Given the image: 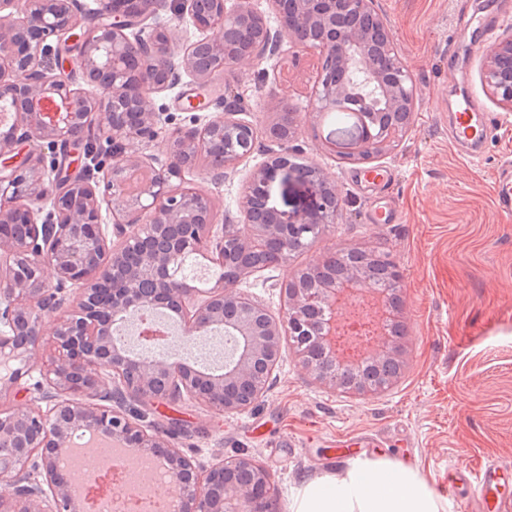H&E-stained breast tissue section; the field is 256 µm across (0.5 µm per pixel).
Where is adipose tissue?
Instances as JSON below:
<instances>
[{
	"mask_svg": "<svg viewBox=\"0 0 512 512\" xmlns=\"http://www.w3.org/2000/svg\"><path fill=\"white\" fill-rule=\"evenodd\" d=\"M288 512H444L418 468L365 459L306 482Z\"/></svg>",
	"mask_w": 512,
	"mask_h": 512,
	"instance_id": "ef3b65f1",
	"label": "adipose tissue"
}]
</instances>
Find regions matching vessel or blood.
Returning a JSON list of instances; mask_svg holds the SVG:
<instances>
[{
	"label": "vessel or blood",
	"instance_id": "1",
	"mask_svg": "<svg viewBox=\"0 0 512 512\" xmlns=\"http://www.w3.org/2000/svg\"><path fill=\"white\" fill-rule=\"evenodd\" d=\"M501 5H494L481 14L462 18L460 32L467 53L488 46L493 32L505 20ZM492 125L485 110L472 93L459 91L454 110L448 119L451 141L466 148L468 156H478L480 148L488 141ZM494 204L501 214L512 216V163L504 162L496 172L493 186ZM505 471L494 461L488 460L479 470H452L448 474V493L456 499H475L482 512H512V497L502 493Z\"/></svg>",
	"mask_w": 512,
	"mask_h": 512
}]
</instances>
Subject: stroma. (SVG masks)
<instances>
[{
  "label": "stroma",
  "instance_id": "stroma-1",
  "mask_svg": "<svg viewBox=\"0 0 512 512\" xmlns=\"http://www.w3.org/2000/svg\"><path fill=\"white\" fill-rule=\"evenodd\" d=\"M461 0H372L417 89L418 105L397 147L372 162L391 169L382 188L360 183V166L344 155L356 130L348 119L313 117L312 91L319 61L295 58L284 48L274 71L229 69L224 87L244 86L242 117L257 129L249 159L214 181L193 169L187 179L213 196L218 213L235 217L253 169L267 159L274 102L288 103L295 119L291 159L319 164L335 181L340 211L335 224L309 249L286 262L254 272L238 288L282 315V285L298 270L352 248L381 249L401 275L404 367L386 391L344 392L314 379L293 348H286L265 391L245 410L221 413L196 402L128 401L144 426L166 428L179 420L170 444L202 467L239 455L269 472L279 512L303 482L345 469L335 439L374 440L358 457L393 460L407 455L442 501L444 512H478L475 503L448 496V472L477 469L493 460L512 468V216L492 201L495 173L512 160V112L504 111L480 81L481 57L461 78L484 104L495 135L481 155L468 159L448 143V101L459 76L448 55L459 35ZM195 84H179L156 103L175 128L193 126L205 112L186 111ZM385 205L390 224L371 215Z\"/></svg>",
  "mask_w": 512,
  "mask_h": 512
}]
</instances>
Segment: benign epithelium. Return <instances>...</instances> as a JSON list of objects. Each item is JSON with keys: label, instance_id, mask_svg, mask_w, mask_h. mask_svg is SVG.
Instances as JSON below:
<instances>
[{"label": "benign epithelium", "instance_id": "obj_1", "mask_svg": "<svg viewBox=\"0 0 512 512\" xmlns=\"http://www.w3.org/2000/svg\"><path fill=\"white\" fill-rule=\"evenodd\" d=\"M207 0H183L182 13L203 36L181 53L171 46L176 28L147 20L161 0H99L101 22L88 39L74 35L80 25L79 0H0V110L12 122L0 133V396L11 397L33 374L41 408L0 412V512H76L63 460L70 433L80 429L145 452L169 458L166 474L180 481L179 512H271L260 492L270 493V476L250 457L203 470L170 447L165 436L141 425L115 403L112 390L144 404L202 401L212 409L238 412L244 405L229 394L241 384L260 395L284 353L283 338L304 336L315 361L304 362L313 375L332 366L328 338L336 328L323 321L333 307L346 306L370 285L361 281L344 296L333 285L283 288L285 308L275 317L221 281L201 293L178 275L181 258L202 251L224 264V240L232 238L247 256H260L278 238L285 250L314 227L336 223L328 194L335 182L322 169L309 181L319 196L314 208L289 215L267 188L294 168L289 140L272 134L276 148L251 173L239 201L242 223H216L213 197L186 181L187 157L208 158L205 174L216 179L253 153L247 138L231 156L210 155L215 135L230 137L253 125L238 118L245 98L220 94L218 112L200 126L178 128L166 140L165 162L150 168L151 178L137 195L123 189L125 172L144 169L145 149L170 117L156 95L188 75L208 86L235 66L278 63L284 44L320 56L313 111L346 112L357 120L358 138L348 156L360 159L395 142L399 131L368 122L366 100L385 112H413L417 92L395 49L392 35L371 10L370 0H268L276 24L251 0L203 15ZM205 20H200V16ZM93 83L89 95L74 87L76 74ZM480 80L500 106L512 112V39L484 54ZM112 145L102 177L92 181L85 167L91 140ZM28 144L30 151L17 146ZM112 217L104 223L103 215ZM53 270L54 281L45 278ZM163 302L178 313L169 339L193 347L220 326L237 339L228 347L220 376L188 367L182 356L131 357L117 349L114 321H136L145 308ZM59 315L52 333L49 316ZM51 344L54 355L43 360ZM241 474L224 483L221 510L205 485L228 470Z\"/></svg>", "mask_w": 512, "mask_h": 512}]
</instances>
